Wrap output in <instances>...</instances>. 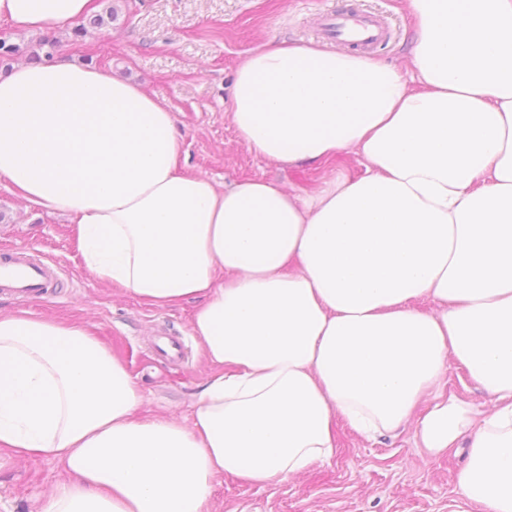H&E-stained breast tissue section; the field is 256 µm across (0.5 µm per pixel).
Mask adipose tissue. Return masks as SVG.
<instances>
[{
    "mask_svg": "<svg viewBox=\"0 0 512 512\" xmlns=\"http://www.w3.org/2000/svg\"><path fill=\"white\" fill-rule=\"evenodd\" d=\"M404 3L413 78L286 39L237 64L229 119L249 152L362 158V176L310 189L184 175L172 112L109 71L0 77V182L72 215L100 282L196 300L192 334L223 369L189 423L139 420V389L86 324L0 312V450L69 474L38 512H203L216 475L281 484L331 459L339 426L411 418L429 454L466 445L462 498L512 512V0ZM91 8L0 0V20L39 32ZM452 362L487 414L447 393Z\"/></svg>",
    "mask_w": 512,
    "mask_h": 512,
    "instance_id": "obj_1",
    "label": "adipose tissue"
}]
</instances>
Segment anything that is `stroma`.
<instances>
[{"label": "stroma", "instance_id": "1", "mask_svg": "<svg viewBox=\"0 0 512 512\" xmlns=\"http://www.w3.org/2000/svg\"><path fill=\"white\" fill-rule=\"evenodd\" d=\"M116 7L118 17L89 29L80 41L57 31L60 57L141 84L166 104L181 142L179 167L217 184L264 177L304 188L332 175V167H285L250 153L227 118L235 67L248 51L273 38L322 42L319 15L345 10L382 16L393 31L373 55L411 70L414 20L399 0H96L95 10ZM22 248L55 262L62 285L40 300L0 293V310H27L87 324L125 366L143 396L141 413L189 422L194 396L215 369L192 336L195 308L148 306L115 293L83 266L67 216L28 205L0 184V247ZM179 336L183 358L171 369L153 354L160 331ZM335 456L287 482L257 487L217 476L205 512H482L458 493L465 448L431 456L417 448L414 422L373 438L339 427ZM62 465L45 458L0 460V512H36L56 488Z\"/></svg>", "mask_w": 512, "mask_h": 512}]
</instances>
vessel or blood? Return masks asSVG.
<instances>
[{
  "label": "vessel or blood",
  "instance_id": "b4317fda",
  "mask_svg": "<svg viewBox=\"0 0 512 512\" xmlns=\"http://www.w3.org/2000/svg\"><path fill=\"white\" fill-rule=\"evenodd\" d=\"M320 28L329 39L356 47L385 45V29L379 18L354 19L341 13L324 14ZM57 269L20 249L0 250V289L22 299H37L57 285Z\"/></svg>",
  "mask_w": 512,
  "mask_h": 512
}]
</instances>
